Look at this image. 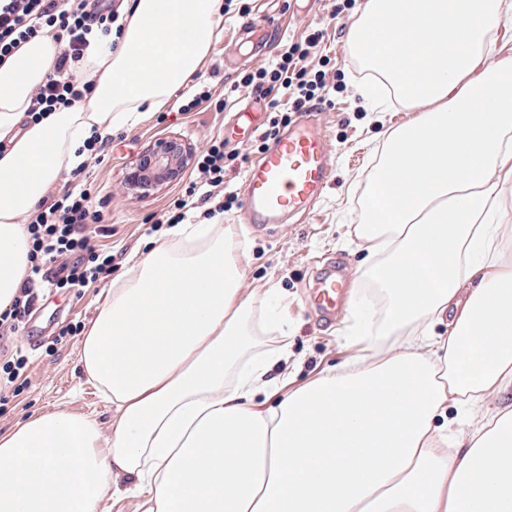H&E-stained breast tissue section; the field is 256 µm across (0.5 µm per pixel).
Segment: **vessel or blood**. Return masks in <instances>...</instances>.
<instances>
[{
	"label": "vessel or blood",
	"mask_w": 512,
	"mask_h": 512,
	"mask_svg": "<svg viewBox=\"0 0 512 512\" xmlns=\"http://www.w3.org/2000/svg\"><path fill=\"white\" fill-rule=\"evenodd\" d=\"M329 143L311 115L282 134L261 159L250 166L243 189V209L253 223L279 224L288 215L309 210L333 178ZM346 289L343 272L323 277L313 298L331 314Z\"/></svg>",
	"instance_id": "b4317fda"
}]
</instances>
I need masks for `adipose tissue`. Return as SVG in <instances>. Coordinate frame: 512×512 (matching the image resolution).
Returning a JSON list of instances; mask_svg holds the SVG:
<instances>
[{"label":"adipose tissue","mask_w":512,"mask_h":512,"mask_svg":"<svg viewBox=\"0 0 512 512\" xmlns=\"http://www.w3.org/2000/svg\"><path fill=\"white\" fill-rule=\"evenodd\" d=\"M224 0H124L118 38L92 40L90 94L32 119L53 31L0 61V312L33 261L21 219L86 141L133 127L192 87ZM512 0H362L347 31L413 119L387 132L352 231L385 316L356 308L352 360L293 389L259 350L246 254L218 219L174 224L114 279L81 338L109 427L65 410L0 434V512H98L130 478L144 512H512V406L449 438L455 414L512 391Z\"/></svg>","instance_id":"ef3b65f1"}]
</instances>
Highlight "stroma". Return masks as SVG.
Wrapping results in <instances>:
<instances>
[{
	"label": "stroma",
	"instance_id": "stroma-1",
	"mask_svg": "<svg viewBox=\"0 0 512 512\" xmlns=\"http://www.w3.org/2000/svg\"><path fill=\"white\" fill-rule=\"evenodd\" d=\"M355 14L346 0H240L238 10L226 15L218 28L214 49L198 80L199 86L210 88L214 98H221L245 74L276 58L284 45L304 41L310 28L324 32L308 61L314 65L321 64V57L329 59L323 66L331 100L315 103L313 110L330 143L331 184L308 215L285 224L246 223L239 204L221 216L222 224L231 225L236 237L249 247L246 287L274 286L281 291L278 312L288 325L289 372L297 385L346 362L355 353L342 333L348 306H341L336 316L328 319L311 304V289L325 269L343 268L349 282L348 301L361 294L374 311L382 309L381 296L354 273L361 255L348 234L350 219L343 207L383 132L413 118L399 106L379 119L361 107L354 89L361 75L346 43ZM254 100V95L245 91L234 95L224 111L202 107L185 112L181 106L187 98L178 96L175 103L148 113L136 126L114 132L111 144L103 152L92 153L79 176L64 177L67 186L79 179L91 183L93 209L98 214L97 223L91 226L93 242L109 247L112 270L89 288L45 289L37 317L24 320L17 336L0 342V366L18 349L30 362L26 384L15 391H0V433L34 413L58 408L93 417L104 426L110 424L111 404L84 383L79 337L61 339L57 333L70 323L89 326L103 290L124 273L130 255L155 236V222L194 175L193 166H186L178 178L140 197L124 186L126 168L155 141L171 137L196 153L210 139L220 137L226 151L245 157L248 164L255 163L262 155L257 131L267 127L271 114L262 109L255 115L256 130L245 129L238 114Z\"/></svg>",
	"mask_w": 512,
	"mask_h": 512
}]
</instances>
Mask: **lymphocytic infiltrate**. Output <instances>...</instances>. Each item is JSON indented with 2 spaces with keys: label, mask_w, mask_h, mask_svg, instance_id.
I'll use <instances>...</instances> for the list:
<instances>
[{
  "label": "lymphocytic infiltrate",
  "mask_w": 512,
  "mask_h": 512,
  "mask_svg": "<svg viewBox=\"0 0 512 512\" xmlns=\"http://www.w3.org/2000/svg\"><path fill=\"white\" fill-rule=\"evenodd\" d=\"M117 17L110 0L94 6L89 0H0V58L45 28L54 30L62 46L53 74L32 96L30 114L53 111L89 93V84L75 82L71 66L84 57L91 36L111 34ZM320 39L316 31L308 35L305 44L286 47L271 66L243 77L239 88L263 96L275 89L283 91L298 111L310 102L325 100L328 89L324 72L303 63ZM236 159V154L225 152L222 139L210 140L196 163L198 180L190 182L184 198L174 201L168 223L184 220V210L193 197L206 203L205 218L230 210L236 197L225 192L224 174ZM91 204V191L84 186L46 197L40 203L28 224L32 273L11 308L0 313V338L18 332L22 319L38 304L45 287L83 288L111 272V254L96 251L91 243L88 226L98 219Z\"/></svg>",
  "instance_id": "lymphocytic-infiltrate-1"
}]
</instances>
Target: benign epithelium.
Segmentation results:
<instances>
[{
  "instance_id": "benign-epithelium-1",
  "label": "benign epithelium",
  "mask_w": 512,
  "mask_h": 512,
  "mask_svg": "<svg viewBox=\"0 0 512 512\" xmlns=\"http://www.w3.org/2000/svg\"><path fill=\"white\" fill-rule=\"evenodd\" d=\"M190 148L177 138L157 140L129 163L125 184L145 196L159 184L175 178L188 164Z\"/></svg>"
}]
</instances>
